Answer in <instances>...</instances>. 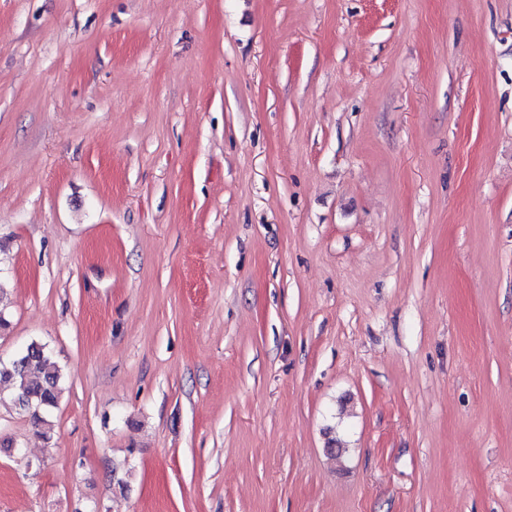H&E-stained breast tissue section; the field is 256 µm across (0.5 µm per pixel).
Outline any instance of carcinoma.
<instances>
[{"label":"carcinoma","mask_w":512,"mask_h":512,"mask_svg":"<svg viewBox=\"0 0 512 512\" xmlns=\"http://www.w3.org/2000/svg\"><path fill=\"white\" fill-rule=\"evenodd\" d=\"M12 383V394L37 427L48 424L47 415L58 405L63 391L62 369L45 346L31 343L15 358L0 364V380Z\"/></svg>","instance_id":"1"}]
</instances>
